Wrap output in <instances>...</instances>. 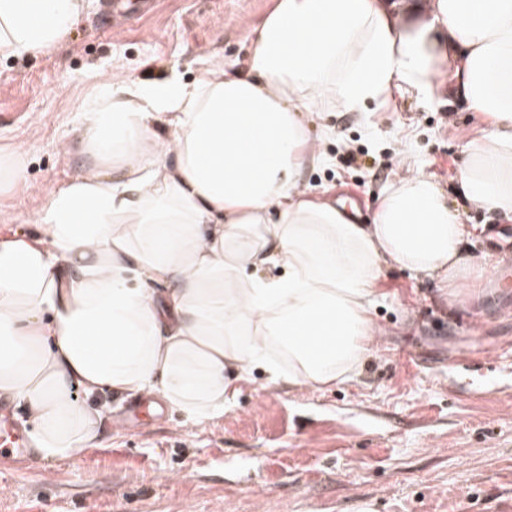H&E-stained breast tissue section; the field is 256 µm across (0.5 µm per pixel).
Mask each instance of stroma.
I'll return each mask as SVG.
<instances>
[{
    "label": "stroma",
    "instance_id": "35a3bbf8",
    "mask_svg": "<svg viewBox=\"0 0 512 512\" xmlns=\"http://www.w3.org/2000/svg\"><path fill=\"white\" fill-rule=\"evenodd\" d=\"M275 0H161L120 32L99 0L39 56L0 58V158L22 170L0 184L1 232L38 234L33 218L90 170L79 150L81 109L115 69L136 82H195L205 63L246 67L252 27ZM330 162L304 179L371 216L381 190L424 171L450 188L482 115L432 92L393 89L385 104L348 112L329 101L307 114ZM70 152H62L61 142ZM356 163H348V155ZM476 276L456 299L438 279L385 267L372 318L379 329L361 374L322 390L235 382L222 416L196 425L166 412L131 420L113 401L96 448L76 461L0 456V512H512V287L500 256L512 223L469 207Z\"/></svg>",
    "mask_w": 512,
    "mask_h": 512
}]
</instances>
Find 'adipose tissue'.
<instances>
[{
  "instance_id": "adipose-tissue-1",
  "label": "adipose tissue",
  "mask_w": 512,
  "mask_h": 512,
  "mask_svg": "<svg viewBox=\"0 0 512 512\" xmlns=\"http://www.w3.org/2000/svg\"><path fill=\"white\" fill-rule=\"evenodd\" d=\"M85 8L0 0V56L45 53ZM254 35L243 70L100 80L82 113L92 169L49 191L39 236L0 238V398L27 407L42 460L92 447L99 394L153 396L193 425L256 368L311 389L353 380L385 266L455 285L475 236L462 205L512 221V0H435L411 27L396 0H276ZM443 73L488 123L453 194L416 173L364 224L303 182L336 134L311 135L306 111L360 112Z\"/></svg>"
}]
</instances>
